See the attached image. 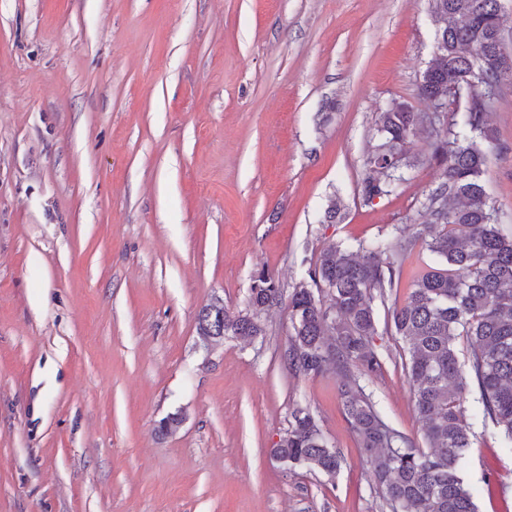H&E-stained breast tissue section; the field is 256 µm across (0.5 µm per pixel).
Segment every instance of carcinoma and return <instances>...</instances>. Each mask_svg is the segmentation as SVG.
<instances>
[{
  "instance_id": "carcinoma-1",
  "label": "carcinoma",
  "mask_w": 512,
  "mask_h": 512,
  "mask_svg": "<svg viewBox=\"0 0 512 512\" xmlns=\"http://www.w3.org/2000/svg\"><path fill=\"white\" fill-rule=\"evenodd\" d=\"M439 28V56L426 68L419 93L428 102L453 100L477 73L481 81L512 82V56L504 50L501 0H428ZM430 130L426 161L439 167L438 184L420 202L425 218L412 239H380L369 245L333 243L323 248L288 296L291 333L284 360L297 375L318 376L328 367L341 381L338 396L361 448L371 457L380 497L400 512H477L464 473L471 447L465 418L469 384L479 392L475 418L491 421L512 444V232L503 229L499 209L486 193V146L493 144L490 113L472 96ZM422 126L421 113L392 101L378 112L380 143L367 158L370 174L361 183L365 200L385 197L420 163L405 151ZM421 246L445 264L427 266L405 301L394 306L391 326L407 343L405 374L423 422L427 448L387 424L360 378L383 367L372 343L375 299L385 300L403 264ZM283 301L280 282L267 269L254 271L250 311L232 315L218 300L197 315L199 335L219 342L226 336L265 335L259 314ZM469 337L468 376L459 365L456 340ZM274 457L327 477L340 468L339 452L328 445L310 410L295 408Z\"/></svg>"
}]
</instances>
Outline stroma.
I'll list each match as a JSON object with an SVG mask.
<instances>
[{"label":"stroma","mask_w":512,"mask_h":512,"mask_svg":"<svg viewBox=\"0 0 512 512\" xmlns=\"http://www.w3.org/2000/svg\"><path fill=\"white\" fill-rule=\"evenodd\" d=\"M435 33L428 0H0V512H390L335 374L283 362L287 304L251 342L205 345L197 314L245 310L258 268L289 292L331 243L419 232L426 134L397 194L360 186L379 108H429ZM490 123L512 231V89ZM410 288L374 304L366 387L419 443L391 327ZM298 406L334 477L274 457ZM472 432L478 512H512V450Z\"/></svg>","instance_id":"stroma-1"}]
</instances>
